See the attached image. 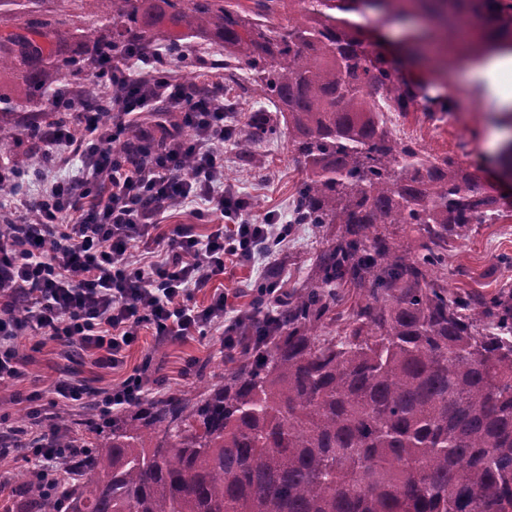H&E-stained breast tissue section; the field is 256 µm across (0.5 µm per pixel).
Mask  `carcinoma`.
<instances>
[{"label": "carcinoma", "instance_id": "carcinoma-1", "mask_svg": "<svg viewBox=\"0 0 512 512\" xmlns=\"http://www.w3.org/2000/svg\"><path fill=\"white\" fill-rule=\"evenodd\" d=\"M41 0H0L20 31L0 37V71L32 63L28 109L67 123L110 99L70 88L90 69L105 80L128 55L159 77L193 69L182 40L218 48L224 80L245 69L276 112L239 132L244 156L288 131L304 172L295 220L322 234L311 281L288 295L277 327L246 328L252 346L197 395L169 393L119 410L105 428L61 420L83 448L51 498L22 483L20 512H512V290L448 289V241L512 209L446 155L397 138L380 107L405 116L453 110L368 45L347 15L451 26L474 56L494 34L512 45V0H119L79 33L68 55ZM288 25L274 23L283 5ZM137 164L154 146L133 126L113 147ZM418 235L419 244L405 239ZM358 297L336 311V288Z\"/></svg>", "mask_w": 512, "mask_h": 512}]
</instances>
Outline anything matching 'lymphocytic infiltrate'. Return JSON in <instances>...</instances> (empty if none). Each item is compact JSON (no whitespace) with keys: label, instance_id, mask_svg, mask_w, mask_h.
<instances>
[{"label":"lymphocytic infiltrate","instance_id":"f902f5d3","mask_svg":"<svg viewBox=\"0 0 512 512\" xmlns=\"http://www.w3.org/2000/svg\"><path fill=\"white\" fill-rule=\"evenodd\" d=\"M112 79L121 90L112 97L109 120L92 112L75 125L37 128L30 151L40 160L39 192L0 200L1 385L26 378L19 339L28 335L56 342L69 359L94 352L104 369L122 366L144 330L160 341L217 332L225 357H235L244 347L245 316L229 317L222 291L202 306L194 295L227 265L269 253L291 231L272 215L254 222L248 202L224 184V145L239 127L226 120L223 91L201 101L190 83L173 76L135 80L122 66ZM147 102L178 118L165 127L155 161L133 165L112 144L138 124ZM75 160V174L62 176ZM197 200L207 205L208 234L187 224L162 230L174 207ZM149 380L145 365L94 399L79 379H59L55 392L60 407L91 401L106 414L143 400ZM4 430L14 440L0 445V462L30 463V480L54 490L59 466L75 454L58 445L66 435L58 414L35 408L28 426Z\"/></svg>","mask_w":512,"mask_h":512}]
</instances>
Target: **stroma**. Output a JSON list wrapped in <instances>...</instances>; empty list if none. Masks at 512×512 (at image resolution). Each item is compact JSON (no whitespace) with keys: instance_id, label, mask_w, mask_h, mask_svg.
I'll list each match as a JSON object with an SVG mask.
<instances>
[{"instance_id":"1","label":"stroma","mask_w":512,"mask_h":512,"mask_svg":"<svg viewBox=\"0 0 512 512\" xmlns=\"http://www.w3.org/2000/svg\"><path fill=\"white\" fill-rule=\"evenodd\" d=\"M454 55L455 65L444 73L427 64L408 70L409 75L426 81L430 95L451 99L454 110L448 113L447 123L439 124L426 113L412 112L394 117V130L399 138L419 143L430 153L463 158L478 168L484 180L494 184L498 181V165L488 150V141L495 129L512 133V110L494 111L493 102L497 90L512 93V80L504 79L496 90L470 84L472 60L460 48ZM302 177L287 137L259 143L248 157L239 155L234 147L224 149V182L248 200L256 216L272 212L280 222H291L293 199ZM319 248L320 239L310 225L294 224L287 242L276 252L256 255L250 265L234 268L218 280V287L228 296L231 312L249 308L257 286L271 270H278L286 290L302 287L311 278ZM511 257L512 223L476 225L468 239L452 243L448 250V287L454 292L484 294L512 288V267L507 264ZM20 342L28 360V377L13 386L0 387V417L12 425L26 423L32 405L30 394H38L41 408L52 409L53 387L64 373L75 375L94 391L117 384L123 377L124 370L99 368L87 355L65 361L54 343L40 337L24 336ZM147 357L157 368L153 381L145 387L149 397L197 390L204 383L216 381L227 366L221 338L213 333L165 343L149 335L139 337L126 353L124 369L140 365Z\"/></svg>"}]
</instances>
